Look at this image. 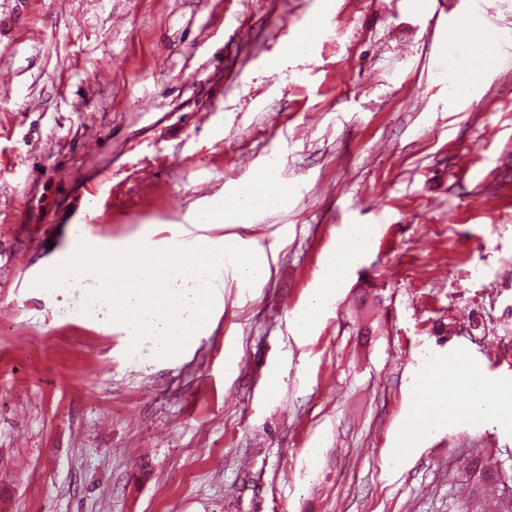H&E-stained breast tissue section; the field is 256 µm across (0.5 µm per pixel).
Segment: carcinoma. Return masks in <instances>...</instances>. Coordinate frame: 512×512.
Here are the masks:
<instances>
[{
	"instance_id": "obj_1",
	"label": "carcinoma",
	"mask_w": 512,
	"mask_h": 512,
	"mask_svg": "<svg viewBox=\"0 0 512 512\" xmlns=\"http://www.w3.org/2000/svg\"><path fill=\"white\" fill-rule=\"evenodd\" d=\"M458 480L472 485L478 495L464 500L448 498V512H512V496L504 493L505 484L512 485V465L477 448L448 473L449 482Z\"/></svg>"
}]
</instances>
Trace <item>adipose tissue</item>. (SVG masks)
I'll return each mask as SVG.
<instances>
[{
	"mask_svg": "<svg viewBox=\"0 0 512 512\" xmlns=\"http://www.w3.org/2000/svg\"><path fill=\"white\" fill-rule=\"evenodd\" d=\"M370 242L366 230L352 226L348 244L331 258L321 286L295 320L297 330L314 326L328 306L338 282ZM495 414L512 421V386L488 381L479 372L458 362L434 361L416 390L415 420L407 439L431 435L439 422L476 419Z\"/></svg>",
	"mask_w": 512,
	"mask_h": 512,
	"instance_id": "1",
	"label": "adipose tissue"
}]
</instances>
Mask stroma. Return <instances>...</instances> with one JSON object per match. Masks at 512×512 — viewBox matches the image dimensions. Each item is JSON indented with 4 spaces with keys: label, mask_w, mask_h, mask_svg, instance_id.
Returning <instances> with one entry per match:
<instances>
[{
    "label": "stroma",
    "mask_w": 512,
    "mask_h": 512,
    "mask_svg": "<svg viewBox=\"0 0 512 512\" xmlns=\"http://www.w3.org/2000/svg\"><path fill=\"white\" fill-rule=\"evenodd\" d=\"M464 23L500 38L483 72ZM269 168L287 201L198 227ZM87 224L105 250L223 237L269 273L224 266L161 358L74 318L91 281L36 287ZM353 224L369 251L298 333ZM439 358L512 384V0H0V512H448L449 467L511 457L512 423L393 455ZM450 35L455 40L468 44L474 48L471 56V62L473 65L479 66L482 60V55L480 52L476 51V48L484 42L486 30L484 28L460 29L455 26L451 28Z\"/></svg>",
    "instance_id": "stroma-1"
}]
</instances>
